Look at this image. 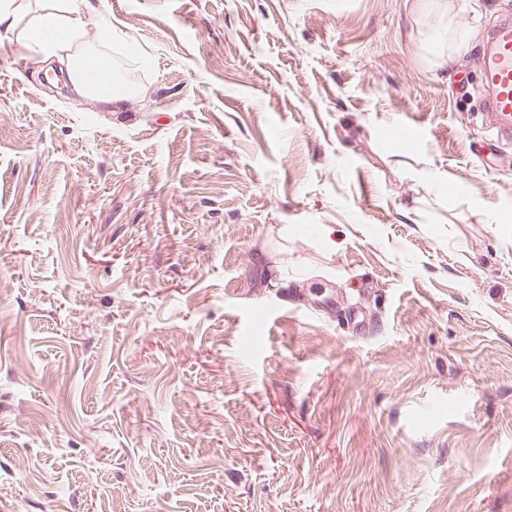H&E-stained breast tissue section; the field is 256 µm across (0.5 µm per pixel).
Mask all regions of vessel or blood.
<instances>
[{"mask_svg": "<svg viewBox=\"0 0 512 512\" xmlns=\"http://www.w3.org/2000/svg\"><path fill=\"white\" fill-rule=\"evenodd\" d=\"M485 55L482 78L490 91L485 107L497 121V138L507 143L512 141V20L492 25Z\"/></svg>", "mask_w": 512, "mask_h": 512, "instance_id": "1", "label": "vessel or blood"}]
</instances>
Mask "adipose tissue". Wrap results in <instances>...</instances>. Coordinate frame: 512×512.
I'll list each match as a JSON object with an SVG mask.
<instances>
[{"label": "adipose tissue", "mask_w": 512, "mask_h": 512, "mask_svg": "<svg viewBox=\"0 0 512 512\" xmlns=\"http://www.w3.org/2000/svg\"><path fill=\"white\" fill-rule=\"evenodd\" d=\"M94 6L91 0H63L60 10L34 16L23 39L32 45L42 63L59 65L68 77V87L80 99L104 107L122 105L127 93L113 90L115 73L111 66L95 62V50L82 44L86 19Z\"/></svg>", "instance_id": "1"}]
</instances>
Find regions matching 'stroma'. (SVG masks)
Segmentation results:
<instances>
[{"label": "stroma", "instance_id": "stroma-1", "mask_svg": "<svg viewBox=\"0 0 512 512\" xmlns=\"http://www.w3.org/2000/svg\"><path fill=\"white\" fill-rule=\"evenodd\" d=\"M92 2L117 110L0 38V512H512V0ZM485 55L482 78L490 91L485 107L497 121V138L509 143L512 140V20L492 25Z\"/></svg>", "mask_w": 512, "mask_h": 512}]
</instances>
